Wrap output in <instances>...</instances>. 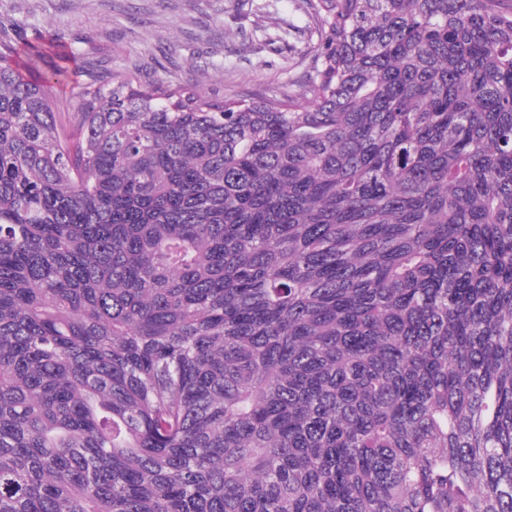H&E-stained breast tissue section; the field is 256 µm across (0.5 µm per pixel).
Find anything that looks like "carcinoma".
I'll return each mask as SVG.
<instances>
[{"label":"carcinoma","instance_id":"carcinoma-1","mask_svg":"<svg viewBox=\"0 0 512 512\" xmlns=\"http://www.w3.org/2000/svg\"><path fill=\"white\" fill-rule=\"evenodd\" d=\"M293 97L0 41V512H512V0H302Z\"/></svg>","mask_w":512,"mask_h":512}]
</instances>
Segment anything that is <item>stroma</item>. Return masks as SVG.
Listing matches in <instances>:
<instances>
[{"instance_id": "1", "label": "stroma", "mask_w": 512, "mask_h": 512, "mask_svg": "<svg viewBox=\"0 0 512 512\" xmlns=\"http://www.w3.org/2000/svg\"><path fill=\"white\" fill-rule=\"evenodd\" d=\"M0 40L45 48L35 66L62 103L88 68L213 99L298 97L317 36L299 0H0ZM61 53L78 62L63 85Z\"/></svg>"}]
</instances>
